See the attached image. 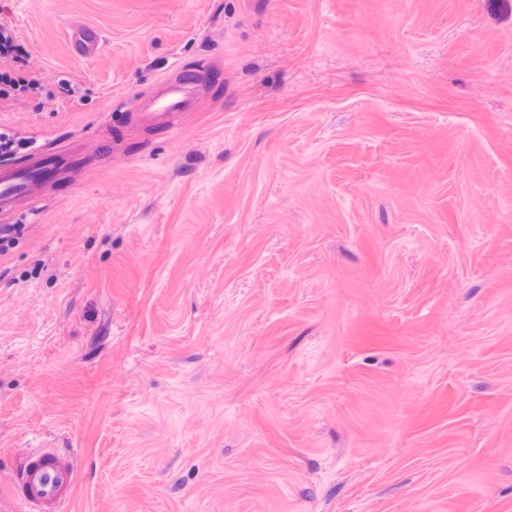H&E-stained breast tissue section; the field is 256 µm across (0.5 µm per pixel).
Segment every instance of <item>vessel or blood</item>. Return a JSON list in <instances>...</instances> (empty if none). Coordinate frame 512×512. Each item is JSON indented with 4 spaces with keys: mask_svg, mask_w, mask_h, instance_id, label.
I'll list each match as a JSON object with an SVG mask.
<instances>
[{
    "mask_svg": "<svg viewBox=\"0 0 512 512\" xmlns=\"http://www.w3.org/2000/svg\"><path fill=\"white\" fill-rule=\"evenodd\" d=\"M195 86L190 79L166 81L156 99L158 114L170 116L186 111ZM65 166L58 152L45 148L24 159L1 164L0 219L12 217L16 201H38L52 183L60 181ZM78 467L76 451L32 449L18 472L0 477V484L8 487L7 494H0V512H68Z\"/></svg>",
    "mask_w": 512,
    "mask_h": 512,
    "instance_id": "b4317fda",
    "label": "vessel or blood"
}]
</instances>
